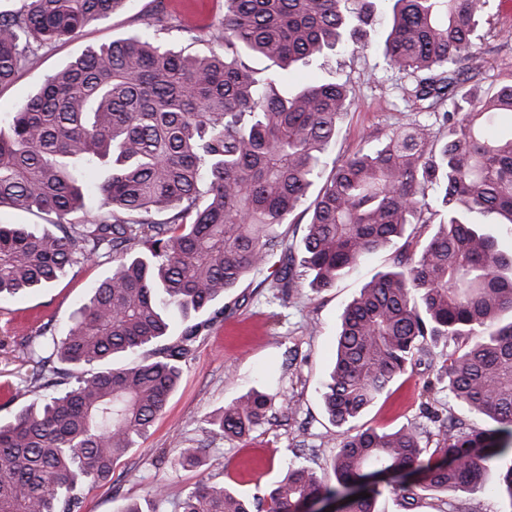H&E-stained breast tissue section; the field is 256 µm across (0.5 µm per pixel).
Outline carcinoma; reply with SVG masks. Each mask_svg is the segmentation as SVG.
<instances>
[{
	"mask_svg": "<svg viewBox=\"0 0 512 512\" xmlns=\"http://www.w3.org/2000/svg\"><path fill=\"white\" fill-rule=\"evenodd\" d=\"M384 3L385 65L415 79L403 97L434 118L366 141L328 162L349 90L288 89L290 68L338 46L365 50ZM126 0H22L0 10V86ZM490 0H224V48L185 56L146 28L92 49L51 75L0 128V208L57 218L56 231L0 224V300L55 281L102 255L110 274L76 309L66 335L26 344L25 392L36 400L0 422V512H77L85 483L112 480L115 461L165 411L204 323L201 314L252 271L272 265L270 287L296 286L280 226L318 191L301 266L317 289L350 277L392 247L341 315L322 401L341 441L329 471L291 465L266 512H299L355 484L340 512H378L381 483L413 509V488L438 493L437 512H464L456 496L492 467L512 500V83L462 91ZM269 62L258 77L242 56ZM330 174H325L326 167ZM206 191H201V187ZM206 201H201L202 196ZM98 203L95 219L69 216ZM185 328L170 336L168 312ZM154 346L116 366L122 353ZM438 366L448 396L487 418L437 425L433 448L413 428L355 421L416 365ZM274 396L251 389L206 424L239 437L266 419ZM178 512H252L223 483L200 482Z\"/></svg>",
	"mask_w": 512,
	"mask_h": 512,
	"instance_id": "1",
	"label": "carcinoma"
}]
</instances>
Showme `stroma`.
<instances>
[{"label":"stroma","mask_w":512,"mask_h":512,"mask_svg":"<svg viewBox=\"0 0 512 512\" xmlns=\"http://www.w3.org/2000/svg\"><path fill=\"white\" fill-rule=\"evenodd\" d=\"M165 5L172 28L164 39L172 47L195 56L216 47L222 35L223 0H165ZM154 10V0H127L122 11L89 23L78 37L39 47L36 63L0 87V125L50 75L89 49L143 30ZM475 43L478 69L469 88L483 92L512 83V10L505 0H492ZM310 79L340 82L350 89V106L329 148L330 159L352 154L365 141L415 118L401 98V89L411 84V77L386 68L375 49L336 50L293 69V85ZM392 258V249L381 250L354 277L319 292L311 288L309 279H300L285 300L276 298L265 272L259 271L217 300L222 314L197 338L165 413L139 447L114 464L110 483L81 487L80 512H122L127 503L145 502L154 488L166 498L163 512H174L202 481L230 485L258 504L297 458L294 449H302L298 458L302 463L316 469L324 466L340 441L321 397L334 360L340 315L362 284L386 270ZM111 268L107 259L79 264L47 287L0 300L1 421L11 420L31 402L30 395L20 391L32 368L26 342L44 331L65 335L73 311ZM434 379V373L422 366L402 376L360 417V426L396 430L422 425L426 422L423 408L428 405L440 417L452 414L472 427H483L481 416L449 399L447 392L434 386ZM253 388L275 397L267 419L239 440L211 432L206 418ZM185 448L205 449L199 466L180 465L179 455Z\"/></svg>","instance_id":"obj_1"}]
</instances>
